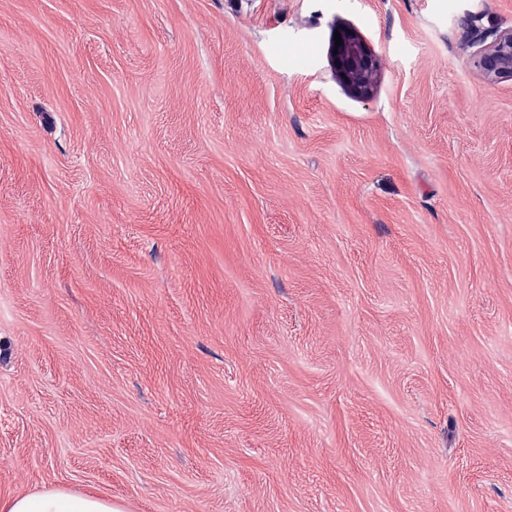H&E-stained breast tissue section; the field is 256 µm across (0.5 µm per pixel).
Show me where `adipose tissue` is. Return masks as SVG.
I'll return each mask as SVG.
<instances>
[{"instance_id": "1", "label": "adipose tissue", "mask_w": 512, "mask_h": 512, "mask_svg": "<svg viewBox=\"0 0 512 512\" xmlns=\"http://www.w3.org/2000/svg\"><path fill=\"white\" fill-rule=\"evenodd\" d=\"M0 512H134L130 503L97 492L66 486L34 493L0 496Z\"/></svg>"}]
</instances>
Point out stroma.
I'll list each match as a JSON object with an SVG mask.
<instances>
[{
    "instance_id": "stroma-1",
    "label": "stroma",
    "mask_w": 512,
    "mask_h": 512,
    "mask_svg": "<svg viewBox=\"0 0 512 512\" xmlns=\"http://www.w3.org/2000/svg\"><path fill=\"white\" fill-rule=\"evenodd\" d=\"M510 33L512 0H0V496L512 512V73L473 54ZM339 33L342 45L335 48V40L332 44L339 78L354 95L369 98L374 92V72L378 68V59L355 32L343 30Z\"/></svg>"
}]
</instances>
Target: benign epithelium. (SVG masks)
Segmentation results:
<instances>
[{
	"mask_svg": "<svg viewBox=\"0 0 512 512\" xmlns=\"http://www.w3.org/2000/svg\"><path fill=\"white\" fill-rule=\"evenodd\" d=\"M340 36L342 45L332 48L339 78L354 95L368 98L374 92L378 59L355 32L343 30ZM479 54L480 65L487 76L512 73V35L501 38Z\"/></svg>",
	"mask_w": 512,
	"mask_h": 512,
	"instance_id": "1",
	"label": "benign epithelium"
}]
</instances>
